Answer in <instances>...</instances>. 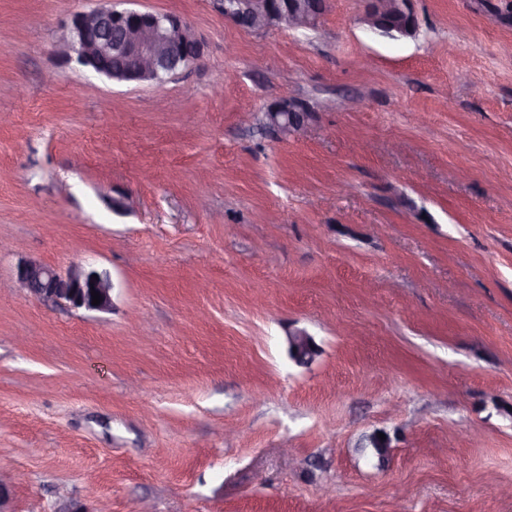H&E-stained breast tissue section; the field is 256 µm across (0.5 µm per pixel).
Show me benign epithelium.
Segmentation results:
<instances>
[{"label": "benign epithelium", "mask_w": 512, "mask_h": 512, "mask_svg": "<svg viewBox=\"0 0 512 512\" xmlns=\"http://www.w3.org/2000/svg\"><path fill=\"white\" fill-rule=\"evenodd\" d=\"M407 10L405 0H371L366 21L374 29ZM321 12L301 4L287 14L257 9L248 0H224V17L249 29H264L274 24L292 28H311ZM62 41L78 64L119 82H158L199 60L201 46L190 24L174 13H148L100 7L74 14L63 28ZM298 121L276 127L283 137H298L305 132L307 115L296 106ZM20 286L37 298L50 299L74 309L103 311L112 307V281L94 268L76 266L61 274L34 261L17 267ZM100 295L92 304L91 291ZM289 351L299 364L311 362L319 347L306 332L288 334Z\"/></svg>", "instance_id": "obj_1"}]
</instances>
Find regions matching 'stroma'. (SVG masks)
Returning <instances> with one entry per match:
<instances>
[{
    "instance_id": "stroma-1",
    "label": "stroma",
    "mask_w": 512,
    "mask_h": 512,
    "mask_svg": "<svg viewBox=\"0 0 512 512\" xmlns=\"http://www.w3.org/2000/svg\"><path fill=\"white\" fill-rule=\"evenodd\" d=\"M108 4L182 16L200 59L82 67L62 24ZM366 6L0 0L14 512H512V0H409L407 37ZM284 96L303 138L266 124ZM24 260L107 272L111 309L31 297ZM312 6L310 0L305 2ZM306 5H300L287 14L269 12L267 9H257L248 0H224V16L239 26L249 29H264L274 24H286L292 28H311L316 25L322 12L315 11ZM289 351L299 364H308L319 353V347L306 332L295 330L288 334Z\"/></svg>"
}]
</instances>
